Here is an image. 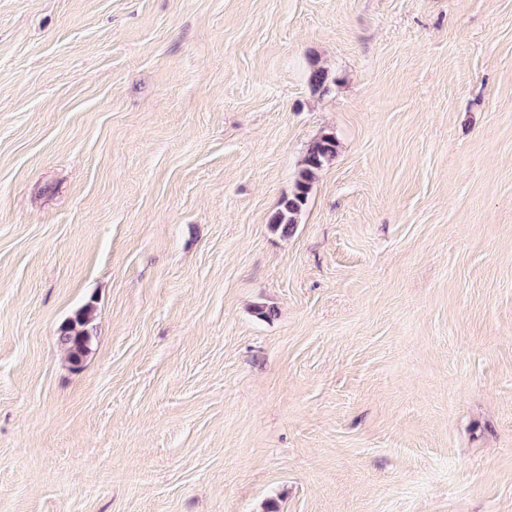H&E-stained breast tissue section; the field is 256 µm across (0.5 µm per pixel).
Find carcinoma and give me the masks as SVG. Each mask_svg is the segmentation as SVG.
Returning <instances> with one entry per match:
<instances>
[{"label":"carcinoma","mask_w":512,"mask_h":512,"mask_svg":"<svg viewBox=\"0 0 512 512\" xmlns=\"http://www.w3.org/2000/svg\"><path fill=\"white\" fill-rule=\"evenodd\" d=\"M338 142L335 136L324 134L313 141L298 172L293 192L284 198L271 220L274 229L283 235L292 234L298 217L307 204L312 185L322 168L336 157ZM92 309L81 311L74 320L61 328L60 342L68 353L69 361L76 368L81 367L89 352L91 335L88 325L91 321Z\"/></svg>","instance_id":"1"}]
</instances>
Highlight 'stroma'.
<instances>
[{
    "label": "stroma",
    "instance_id": "35a3bbf8",
    "mask_svg": "<svg viewBox=\"0 0 512 512\" xmlns=\"http://www.w3.org/2000/svg\"><path fill=\"white\" fill-rule=\"evenodd\" d=\"M271 503L512 512V0H0V512ZM337 148L338 142L331 134H324L309 145L292 194L280 202L273 215L271 225L275 230L285 236L292 234L318 173L335 158ZM91 315V307L85 308L68 325L61 328L60 342L67 350L69 361L75 368H81L89 352L91 335L88 325Z\"/></svg>",
    "mask_w": 512,
    "mask_h": 512
}]
</instances>
